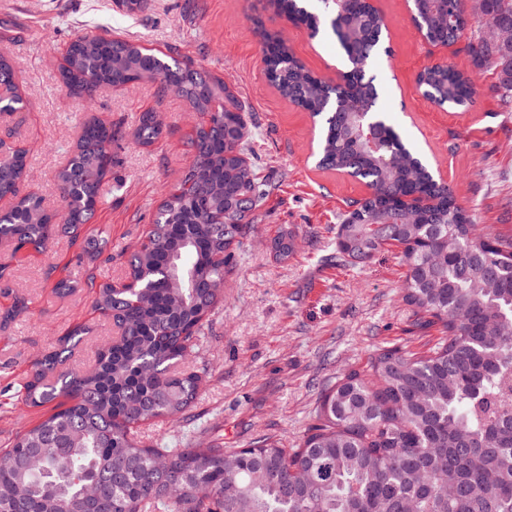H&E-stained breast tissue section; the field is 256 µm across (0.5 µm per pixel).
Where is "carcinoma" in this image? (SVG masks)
Segmentation results:
<instances>
[{
    "label": "carcinoma",
    "instance_id": "1",
    "mask_svg": "<svg viewBox=\"0 0 512 512\" xmlns=\"http://www.w3.org/2000/svg\"><path fill=\"white\" fill-rule=\"evenodd\" d=\"M448 26L445 6L412 0L419 27L433 42L470 36L473 62L500 72L498 91L512 100V46L479 34L483 21L512 26V0H477ZM274 11L327 35L348 63L349 91L376 112L373 149L357 134L360 118L330 112V81L307 69L285 40L261 31L262 63L280 95L320 120L318 167L367 181L368 198L344 215L338 250L367 262L401 247L402 300L413 324L437 329L433 351L416 356L384 347L323 397L319 423L301 447L262 436L248 448H143L133 428L179 421L198 394L200 375L176 370L192 353L204 320L221 300L224 254L254 222L270 194L248 160L246 104L209 71L167 62L122 37L85 36L65 50L68 91L151 81L171 85L198 112L189 138L191 163L154 214L129 260L130 284L58 280L60 294L81 287L92 306L123 329L93 368L53 375L88 333L70 329L33 365L20 389L28 407L55 412L0 448V512H512V238L480 232L450 187L435 179L379 112V91L366 68L382 47L386 23L366 0H271ZM422 88L450 108L464 107L474 80L435 64ZM14 69L0 56V112H21ZM163 136L152 111L132 131L89 122L57 181L61 222L41 197L26 193L27 153L4 147L0 159V239L14 251L42 250L55 235L94 221L99 186L112 171V146L126 138L149 146ZM437 201L407 222L401 199ZM106 241L88 234L82 253L95 260Z\"/></svg>",
    "mask_w": 512,
    "mask_h": 512
}]
</instances>
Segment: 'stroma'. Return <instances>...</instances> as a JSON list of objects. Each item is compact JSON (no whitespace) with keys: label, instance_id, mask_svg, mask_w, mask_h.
I'll use <instances>...</instances> for the list:
<instances>
[{"label":"stroma","instance_id":"35a3bbf8","mask_svg":"<svg viewBox=\"0 0 512 512\" xmlns=\"http://www.w3.org/2000/svg\"><path fill=\"white\" fill-rule=\"evenodd\" d=\"M387 33L371 72L381 86V109L402 139L430 168L443 169L457 202L474 224L512 238V102L498 92L499 74L477 69L466 40L442 51L415 29L406 0H373ZM287 38L311 71L331 80L344 68L334 41L277 16L268 0H147L128 14L121 0H0V55L11 59L25 111L0 112V134L28 152V189L60 211L56 173L76 150L83 124L96 118L133 128L142 111L160 114L164 136L142 147L125 142L100 187L92 225L108 240V261L83 257L80 242L61 235L43 252L0 251L9 265V291L0 310L25 307L0 326V391L17 390L33 363L58 336L89 327L69 369L91 366L116 335L112 319L90 297L55 294L58 279L121 282L128 257L143 239L169 186L190 164L188 139L197 113L179 95H159L151 82L102 86L73 94L60 83L67 44L79 36L120 34L154 51L191 60L224 79L251 113V150L271 192L253 224L233 245L224 269L223 298L197 342L191 369L198 395L178 424H144V446L246 448L263 435L298 447L316 422L323 393L351 370L364 369L377 348L426 355L439 333L414 327L399 287L406 268L397 248L366 263L337 257L341 216L368 196L364 183L316 165L319 127L267 80L261 30ZM448 61L474 78L476 93L461 109L424 101L417 77ZM287 233L294 250L277 259L271 241Z\"/></svg>","mask_w":512,"mask_h":512}]
</instances>
